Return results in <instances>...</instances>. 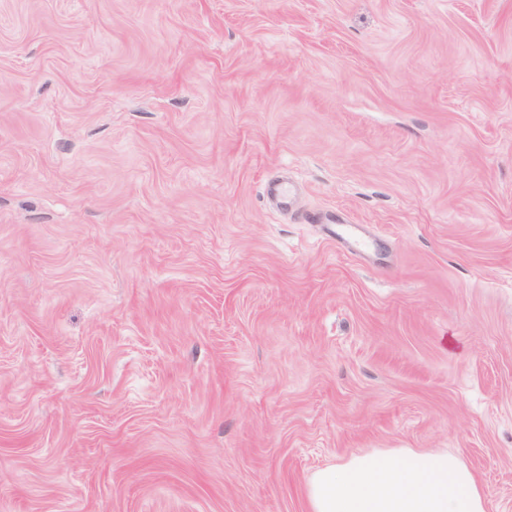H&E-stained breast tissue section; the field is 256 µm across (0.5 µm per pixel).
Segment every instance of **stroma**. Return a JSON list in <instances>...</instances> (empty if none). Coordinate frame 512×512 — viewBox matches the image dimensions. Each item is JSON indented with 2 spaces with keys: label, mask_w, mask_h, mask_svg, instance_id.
I'll use <instances>...</instances> for the list:
<instances>
[{
  "label": "stroma",
  "mask_w": 512,
  "mask_h": 512,
  "mask_svg": "<svg viewBox=\"0 0 512 512\" xmlns=\"http://www.w3.org/2000/svg\"><path fill=\"white\" fill-rule=\"evenodd\" d=\"M383 448L512 512V0H0V512Z\"/></svg>",
  "instance_id": "35a3bbf8"
}]
</instances>
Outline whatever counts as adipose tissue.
I'll list each match as a JSON object with an SVG mask.
<instances>
[{"label": "adipose tissue", "instance_id": "adipose-tissue-1", "mask_svg": "<svg viewBox=\"0 0 512 512\" xmlns=\"http://www.w3.org/2000/svg\"><path fill=\"white\" fill-rule=\"evenodd\" d=\"M309 512H487V496L460 454L387 448L310 475Z\"/></svg>", "mask_w": 512, "mask_h": 512}]
</instances>
